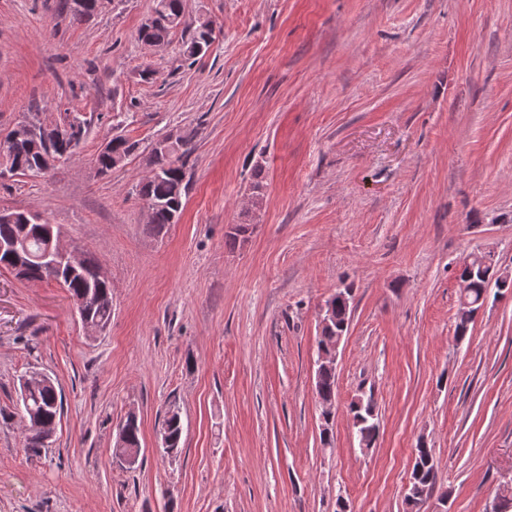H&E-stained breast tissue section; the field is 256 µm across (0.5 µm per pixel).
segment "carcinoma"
I'll return each mask as SVG.
<instances>
[{
  "instance_id": "obj_1",
  "label": "carcinoma",
  "mask_w": 512,
  "mask_h": 512,
  "mask_svg": "<svg viewBox=\"0 0 512 512\" xmlns=\"http://www.w3.org/2000/svg\"><path fill=\"white\" fill-rule=\"evenodd\" d=\"M103 0H60L61 11L73 16L76 20L90 18L102 8ZM185 14L184 0H154L149 22L141 25L138 38L149 45L163 47L168 43L171 34L182 25ZM214 40V29L200 25L193 28L183 42V55L190 62L204 56ZM12 142L6 157L7 166L0 170L4 173L23 176H42L51 169L55 162L67 159L72 155L68 151L70 139L48 135L37 136L31 132L25 122L17 123L11 130ZM195 131L180 129L176 132L175 147L164 150V143L170 139L166 134L157 139L148 150L146 165L149 175L135 185L136 196L144 202L150 211L147 224L153 236L165 233L168 226L176 223L183 208L189 186L185 158L193 149ZM140 142L124 135L112 139V149L108 154H97L95 164L98 173L107 175L122 166L133 155L140 152ZM15 222L0 221V241H11L20 235L28 239V250L34 257L40 255L47 246L46 228L34 221L23 224L21 218L29 216L25 211L16 212ZM494 262L479 265L475 271L464 269L460 277L467 283L463 289L471 304L481 305L488 292L487 283L495 276ZM27 281L58 280L68 291L76 307L88 311L93 321L101 329L108 328L112 321V291L101 277L100 264L93 256L86 254L77 272L72 274L67 269L49 273L40 262L32 259L25 272ZM326 303L333 305L336 321L332 329L323 331L318 336L317 344L326 346L350 322L352 305L334 295ZM316 397L328 399L336 397V370L323 368L317 372ZM21 416L19 422L23 431V450L27 458H39L46 453L51 443L44 442L42 433L53 432L60 420L63 402L61 391L53 379L49 378L29 391L27 398L20 399ZM353 427L361 449L374 447L377 437L376 405L373 397H368L363 406L357 402L350 403ZM163 435L166 436L168 447L166 455L175 457L182 451L184 424L180 407L169 403L162 423ZM116 443L126 451H140V426L135 417H125L118 424ZM438 482V466L433 449L425 445L416 448L415 459L410 476L405 504L414 508L429 499L435 492Z\"/></svg>"
}]
</instances>
